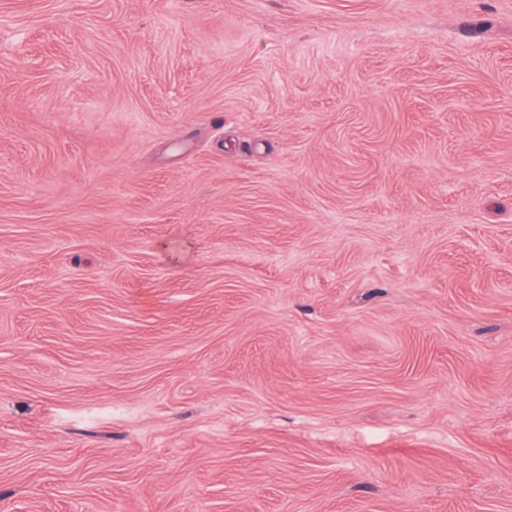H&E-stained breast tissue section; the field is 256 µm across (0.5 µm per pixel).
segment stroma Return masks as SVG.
Instances as JSON below:
<instances>
[{
  "label": "stroma",
  "mask_w": 512,
  "mask_h": 512,
  "mask_svg": "<svg viewBox=\"0 0 512 512\" xmlns=\"http://www.w3.org/2000/svg\"><path fill=\"white\" fill-rule=\"evenodd\" d=\"M0 512H512V0H0Z\"/></svg>",
  "instance_id": "stroma-1"
}]
</instances>
